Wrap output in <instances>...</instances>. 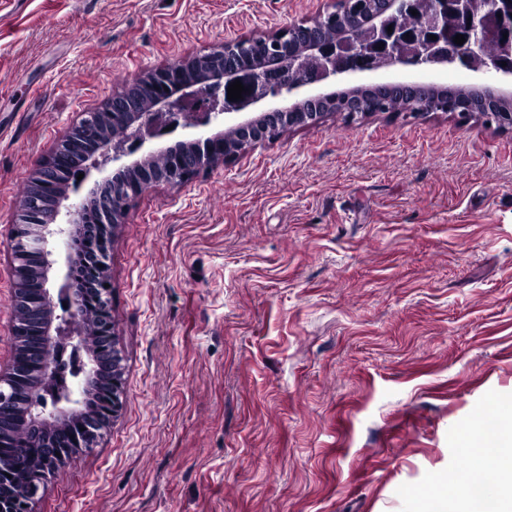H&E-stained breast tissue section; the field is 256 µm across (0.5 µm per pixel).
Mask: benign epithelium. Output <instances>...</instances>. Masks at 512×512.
Returning a JSON list of instances; mask_svg holds the SVG:
<instances>
[{
	"instance_id": "1",
	"label": "benign epithelium",
	"mask_w": 512,
	"mask_h": 512,
	"mask_svg": "<svg viewBox=\"0 0 512 512\" xmlns=\"http://www.w3.org/2000/svg\"><path fill=\"white\" fill-rule=\"evenodd\" d=\"M388 12L374 18L373 24L361 31L352 32L340 38L319 34L305 55L288 56L299 27L288 26L266 37L243 38L227 41L214 49L216 60L212 69L211 84L202 88L197 83L178 77L182 62L167 64L148 74L152 104L147 112H113L112 123L125 134L124 140L109 142L98 140L93 127L92 112L83 113L81 120L59 140L41 168L52 169V174L43 178L42 189L47 196H53L61 176L71 174V159L81 158L79 173L89 177L91 172L112 164L115 174L121 175L132 165L126 163L130 151L127 142L138 143L143 148V129L160 111L175 106L179 100L204 90L228 87L235 81L245 86L242 93L243 105L256 104L267 95L280 97L290 95L307 85L319 83L336 76L349 75L357 71H374L395 65H423L427 68H456L495 72L512 77V63L507 54L512 40L503 34L512 32V0H429L423 8L418 0H386ZM417 11L412 15L411 11ZM460 15L471 19L464 29L465 42L461 45L448 42V18ZM392 31H387V28ZM436 39H431V36ZM384 49H379V44ZM268 46L270 65L265 68H247L243 64V49L248 46ZM288 59L291 69L297 72V79L288 81L282 59ZM326 117L323 112H290L288 104L271 107L259 116L244 122L231 124L227 130L246 148H254L266 141L274 140L290 129L297 121L305 126L319 123ZM189 129L186 145H200L205 151L192 157L171 154L167 158V170L159 176L149 169L140 178L128 185L120 186L114 179H103L93 183L89 195L96 204L94 213H87L86 207H66L65 198L57 199L54 218L47 222L38 208L23 202L13 233L14 255L9 270L12 281H17L19 266L32 261L42 266L44 282L40 294L30 304L19 309L21 324L17 329L29 336L36 349L47 345L52 353L41 358L43 383L38 390H31L26 382L27 359L14 356L11 371L0 375V422H5L16 403L29 407L31 433L37 434L57 421L79 415L88 393L98 384V363L94 359L83 362L80 350L85 343L83 333L73 326L85 317L83 296L71 288L72 268L63 275V284L58 295H53L48 284L56 264L55 248L69 250L77 225L96 230V239L102 238V230L119 223L113 198L122 193L135 198L162 182L175 184L184 181L191 174L217 165L228 163L239 154L228 153L223 137L208 136L194 121L185 123ZM67 308L63 314H53L58 326L51 330L39 318L45 308L56 310L57 303ZM122 384L112 382V395L105 401V413L115 417L121 411ZM41 455L46 459L47 468L56 471L67 466L73 459L65 443L41 444L35 438L23 439L14 436L0 438V462L14 469L25 468L24 456ZM40 492V486L32 485L27 492L15 494L10 512H30L31 500Z\"/></svg>"
}]
</instances>
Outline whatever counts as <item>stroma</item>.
I'll return each instance as SVG.
<instances>
[{"instance_id": "35a3bbf8", "label": "stroma", "mask_w": 512, "mask_h": 512, "mask_svg": "<svg viewBox=\"0 0 512 512\" xmlns=\"http://www.w3.org/2000/svg\"><path fill=\"white\" fill-rule=\"evenodd\" d=\"M333 0H0V370L29 175L137 76ZM480 85L406 66L301 88ZM108 304L124 407L31 512H410L512 402V130L337 113L134 199Z\"/></svg>"}]
</instances>
